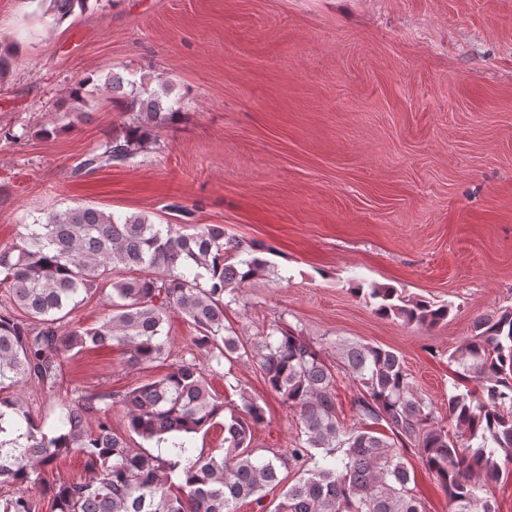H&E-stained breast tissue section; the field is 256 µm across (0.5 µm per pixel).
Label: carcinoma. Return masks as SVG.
Masks as SVG:
<instances>
[{"instance_id": "1", "label": "carcinoma", "mask_w": 512, "mask_h": 512, "mask_svg": "<svg viewBox=\"0 0 512 512\" xmlns=\"http://www.w3.org/2000/svg\"><path fill=\"white\" fill-rule=\"evenodd\" d=\"M31 15L60 25L90 0H28ZM19 46L0 38V79L12 69ZM81 79L69 97L82 116ZM96 89L136 120L102 142L84 160L94 167L125 162L147 150L155 129L177 117L170 89L151 90L111 71ZM22 244L0 250V284L12 311L0 310V512H236L239 502H261L282 482L288 464L304 469L280 495L274 512H426L410 487L404 451L422 465L448 497L449 512H498L482 495L480 480L497 481L512 464V308L478 318L474 334L450 355L448 420L414 389L400 357L381 346L341 347L343 369L357 384L348 427L336 410V376L305 337L278 324L254 342L224 325V308L238 291L272 266L262 245L245 246L219 224H156L141 214L117 216L92 206L53 211L25 225ZM148 268L154 275L114 278L118 270ZM111 285V313L101 322L60 330L76 298ZM355 292L383 317L436 326L450 307L371 284ZM180 310L198 332L195 345L220 366L255 359L264 379L297 412L299 432L288 457L256 456L255 430L265 421L257 399L242 392V406L224 419L222 453L195 455L188 436L219 424L224 402L212 394L203 368L182 360L158 379L122 395L127 427L163 446L138 452L112 429L108 395L84 391L59 402L53 433L36 425L14 391L33 384L53 395L63 358L88 346H118L133 366L166 360L168 312ZM476 381L478 391L460 390ZM76 454L89 472L82 482L46 478L61 457ZM482 479H477V476Z\"/></svg>"}]
</instances>
